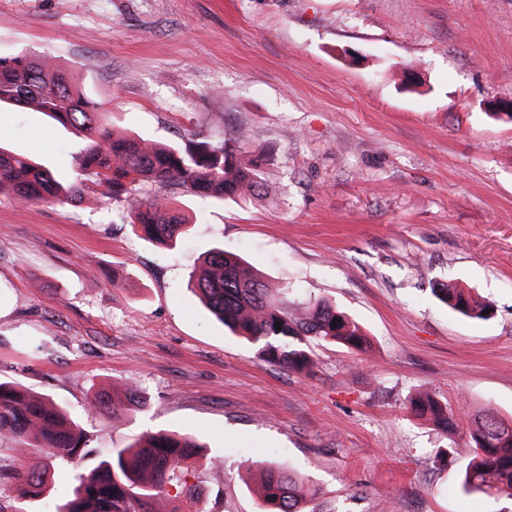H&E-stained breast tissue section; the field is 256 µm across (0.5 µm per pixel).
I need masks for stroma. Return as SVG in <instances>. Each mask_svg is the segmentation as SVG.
Listing matches in <instances>:
<instances>
[{
  "label": "stroma",
  "instance_id": "1",
  "mask_svg": "<svg viewBox=\"0 0 512 512\" xmlns=\"http://www.w3.org/2000/svg\"><path fill=\"white\" fill-rule=\"evenodd\" d=\"M69 71L108 127L147 141L241 139L263 196L178 195L175 247L104 188L0 194V380L76 414L96 455L188 434L201 512H261V464L316 489L310 512H512L465 490L476 414L512 421V0H0V58ZM83 136L0 109V146L68 182ZM242 256L290 299L356 319V353L305 339L300 374L260 358L193 291L199 256ZM474 289L488 320L435 288ZM136 386L144 409L91 415ZM430 392L455 427L414 417ZM147 405L146 398L137 395L130 388L124 390L112 387L111 390L93 392L87 401V411L121 416L131 411L140 410Z\"/></svg>",
  "mask_w": 512,
  "mask_h": 512
}]
</instances>
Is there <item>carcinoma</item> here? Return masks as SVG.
<instances>
[{
	"label": "carcinoma",
	"instance_id": "cac0c4a2",
	"mask_svg": "<svg viewBox=\"0 0 512 512\" xmlns=\"http://www.w3.org/2000/svg\"><path fill=\"white\" fill-rule=\"evenodd\" d=\"M32 107L85 137L74 158L84 181L103 185L112 200L126 205L137 235L152 244L172 247L186 233L188 220L176 207L181 191L219 198L250 200L261 181L257 163L246 159L244 144L197 142L192 147L144 142L105 126L99 112L70 74L35 53L0 59V105ZM151 184L164 193L150 199L138 196V186ZM18 200L49 198L72 201L81 187L65 184L25 155L0 148V193ZM194 291L225 327L257 348L271 363L299 373L313 367L310 352L294 344L310 336L322 342L363 351L368 340L362 328L334 304L295 302L237 255L211 250L193 275ZM438 299L455 313L486 320L489 305L467 288L434 289ZM281 330H276L275 324ZM147 405L131 389L93 392L87 411L121 416ZM413 414L431 416L437 428L448 432L452 418L433 397L411 401ZM0 438L18 444L17 460L28 447L44 449L56 461L88 456L86 435L78 420L50 397L23 386L0 381ZM471 458L464 487L487 495L512 496V423L493 415L474 418L469 432ZM202 445L177 432L147 433L78 473L72 493L53 507L54 512H196L200 495L182 488L183 466L201 453ZM15 498L41 512L52 490L51 469L23 465L7 476ZM313 489L286 468L269 464L261 471L262 512H307Z\"/></svg>",
	"mask_w": 512,
	"mask_h": 512
}]
</instances>
